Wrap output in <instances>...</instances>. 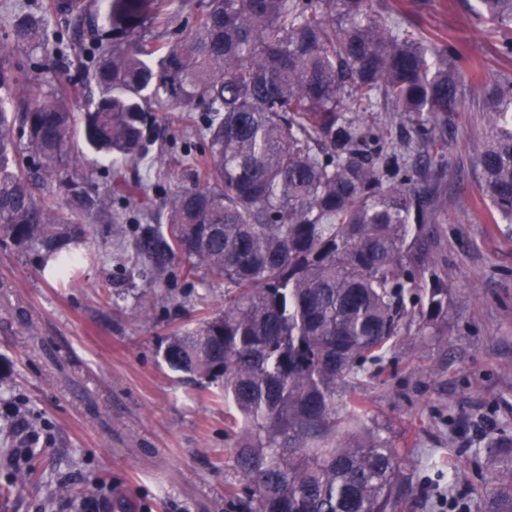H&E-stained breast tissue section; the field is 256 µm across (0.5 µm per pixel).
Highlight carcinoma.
I'll return each mask as SVG.
<instances>
[{
  "instance_id": "1",
  "label": "carcinoma",
  "mask_w": 512,
  "mask_h": 512,
  "mask_svg": "<svg viewBox=\"0 0 512 512\" xmlns=\"http://www.w3.org/2000/svg\"><path fill=\"white\" fill-rule=\"evenodd\" d=\"M512 58V0H478ZM60 14L101 22L91 45L56 38V71L84 58L82 89H46L24 55ZM172 0H27L0 35V243L39 257L65 282L87 254L92 195L75 152L73 96L85 144L114 174L150 160L163 109L200 105L196 175L139 225L134 248L157 271L182 264L234 290L224 311L165 340L174 372L221 383L240 477L232 512H399L410 487L400 449L339 430L338 404L367 414L365 365L380 374L402 335L440 336L448 274L434 255L448 214L441 191L448 115L464 111L456 43L408 18L402 0H207L164 52L144 38ZM26 97L6 106L16 91ZM479 165L492 220L512 223V72L497 74ZM410 125L396 142L367 124L376 107ZM38 169L19 163L15 130ZM33 473L14 469L10 488ZM491 512H512V467Z\"/></svg>"
}]
</instances>
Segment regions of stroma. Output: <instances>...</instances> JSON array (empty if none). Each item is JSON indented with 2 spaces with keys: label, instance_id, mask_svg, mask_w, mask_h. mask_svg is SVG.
<instances>
[{
  "label": "stroma",
  "instance_id": "35a3bbf8",
  "mask_svg": "<svg viewBox=\"0 0 512 512\" xmlns=\"http://www.w3.org/2000/svg\"><path fill=\"white\" fill-rule=\"evenodd\" d=\"M476 0H429L424 29L452 35L479 65L465 109L448 119V214L437 251L448 274L444 335H402L381 377L366 386L368 413L343 420L345 433L368 426L402 448L412 478L404 512H440L439 498L464 495L469 512H488L501 467L489 453L500 431L512 436V224L493 222L478 165L490 105L487 86L511 64L476 15ZM178 119L159 120L150 166L128 165L115 189L100 156L86 152L89 191L112 198L123 232L93 215L95 261L72 281L39 270L33 255L0 244V462L18 435L3 400L22 401L38 442L28 467L44 481L93 496L112 512V496L140 512H224V487L237 481L224 407L206 381L171 371L159 345L179 327L220 312L222 280L187 283L171 264L146 289L150 265L132 246L135 225L191 184Z\"/></svg>",
  "mask_w": 512,
  "mask_h": 512
}]
</instances>
